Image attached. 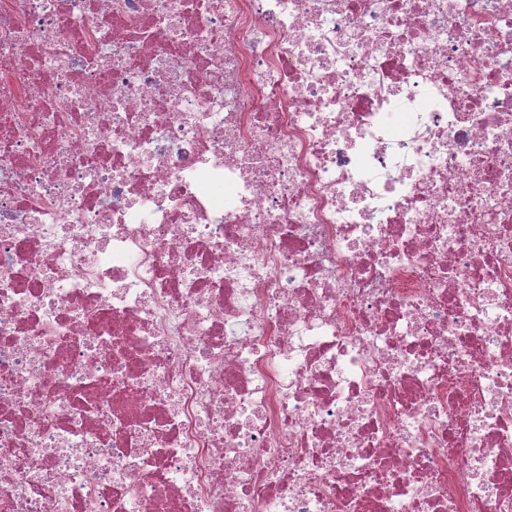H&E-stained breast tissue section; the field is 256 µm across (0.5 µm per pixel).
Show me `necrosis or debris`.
<instances>
[{
	"mask_svg": "<svg viewBox=\"0 0 512 512\" xmlns=\"http://www.w3.org/2000/svg\"><path fill=\"white\" fill-rule=\"evenodd\" d=\"M0 512H512V0H0Z\"/></svg>",
	"mask_w": 512,
	"mask_h": 512,
	"instance_id": "obj_1",
	"label": "necrosis or debris"
}]
</instances>
